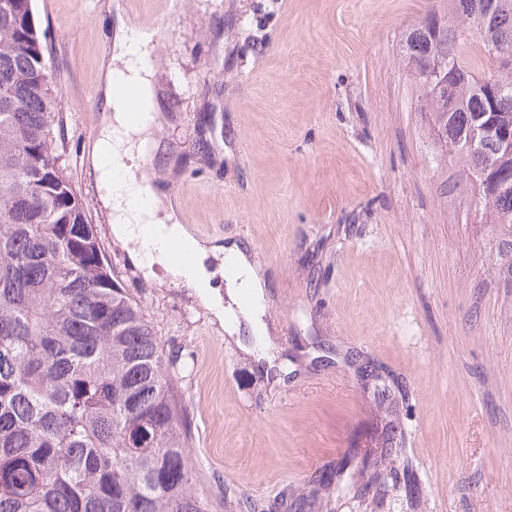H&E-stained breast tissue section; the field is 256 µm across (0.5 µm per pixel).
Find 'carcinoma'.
<instances>
[{
  "mask_svg": "<svg viewBox=\"0 0 512 512\" xmlns=\"http://www.w3.org/2000/svg\"><path fill=\"white\" fill-rule=\"evenodd\" d=\"M459 24L406 32L401 55L431 126L464 162L477 202L501 227L499 273L512 281V70L479 76L459 52L512 48V0H449ZM31 0H0V512H212L197 489L186 409L141 305L107 272L94 225L60 163L63 120ZM336 476L366 491L400 460ZM313 495L280 498L286 512Z\"/></svg>",
  "mask_w": 512,
  "mask_h": 512,
  "instance_id": "obj_1",
  "label": "carcinoma"
}]
</instances>
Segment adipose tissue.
Wrapping results in <instances>:
<instances>
[{"mask_svg": "<svg viewBox=\"0 0 512 512\" xmlns=\"http://www.w3.org/2000/svg\"><path fill=\"white\" fill-rule=\"evenodd\" d=\"M150 41L151 35L145 30H119L114 48L123 65L117 68L107 61L102 67L101 124L98 136L88 146L87 158L93 177L104 189L100 200L108 213L112 235L127 247L145 278L153 280L161 274L189 289L205 302L229 335L237 336L244 331L260 335L264 329L261 315L267 282L246 246L233 241L223 245L205 243L179 223L174 211L158 207L143 210L132 201L142 180L139 160L157 148L150 137L158 118L150 110L152 93L145 64ZM121 79L135 87L134 98L118 91L117 82ZM133 112L138 115L134 123L129 120ZM144 224L154 225L158 237L168 244L190 245L195 256L193 265L185 268L167 260L164 254H150L140 232ZM219 255L234 259L243 274L239 280L227 278L222 293L212 285V274L205 264L208 257Z\"/></svg>", "mask_w": 512, "mask_h": 512, "instance_id": "adipose-tissue-1", "label": "adipose tissue"}]
</instances>
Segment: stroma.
Here are the masks:
<instances>
[{
    "instance_id": "1",
    "label": "stroma",
    "mask_w": 512,
    "mask_h": 512,
    "mask_svg": "<svg viewBox=\"0 0 512 512\" xmlns=\"http://www.w3.org/2000/svg\"><path fill=\"white\" fill-rule=\"evenodd\" d=\"M32 0L64 166L110 275L178 356L190 455L213 512L308 486L395 424L408 472L313 512H512V283L460 159L399 60L448 0ZM148 46L159 152L142 171L196 238L245 244L269 282L272 359L188 289L143 278L86 155L112 23Z\"/></svg>"
}]
</instances>
